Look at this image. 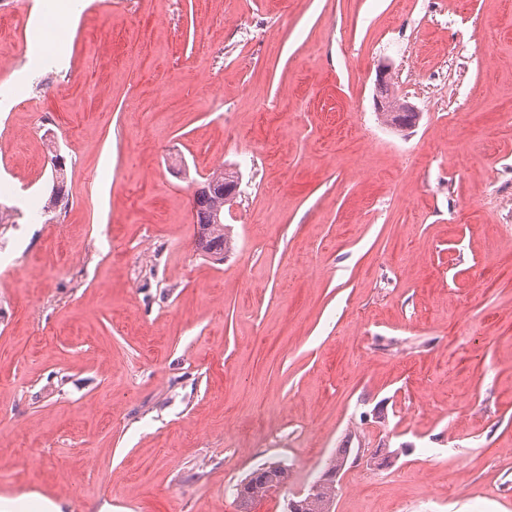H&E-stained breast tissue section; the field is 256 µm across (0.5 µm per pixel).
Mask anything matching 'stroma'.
<instances>
[{"mask_svg":"<svg viewBox=\"0 0 512 512\" xmlns=\"http://www.w3.org/2000/svg\"><path fill=\"white\" fill-rule=\"evenodd\" d=\"M54 5L0 0V497L237 512L283 460L284 512L345 448L333 512H512V0ZM390 98L382 99L378 96L374 98V106L377 112H383L381 115L384 118L385 122H387L390 126L394 127L398 131H403L404 128L400 124V119L406 118L402 117L400 113L402 112H416L418 111L409 103H401L398 109L391 108ZM236 180H240L237 172L216 171L198 184L194 194L197 250L218 262L224 260V250L230 248L231 242L224 225V206L228 199L224 191H218V186L224 188V184H234ZM270 464H279L272 468ZM288 479V466L282 462L258 464L236 485L235 498L240 512H248L249 506L259 497L268 494L275 483H285Z\"/></svg>","mask_w":512,"mask_h":512,"instance_id":"obj_1","label":"stroma"}]
</instances>
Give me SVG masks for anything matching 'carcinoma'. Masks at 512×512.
<instances>
[{"mask_svg":"<svg viewBox=\"0 0 512 512\" xmlns=\"http://www.w3.org/2000/svg\"><path fill=\"white\" fill-rule=\"evenodd\" d=\"M238 179V173L234 171H216L198 184L194 194L197 250L218 262L224 261V251L230 248V238L224 225V206L228 199L218 188L233 184ZM345 458L346 455L343 454L330 459L320 479L316 481L317 492L311 497L306 495L299 500V512H330L336 496V479L333 474L342 468ZM287 479L288 466L282 462L277 468L271 467L268 462L252 468L235 488L240 512H248L253 501L267 495L274 484L284 483Z\"/></svg>","mask_w":512,"mask_h":512,"instance_id":"1","label":"carcinoma"}]
</instances>
